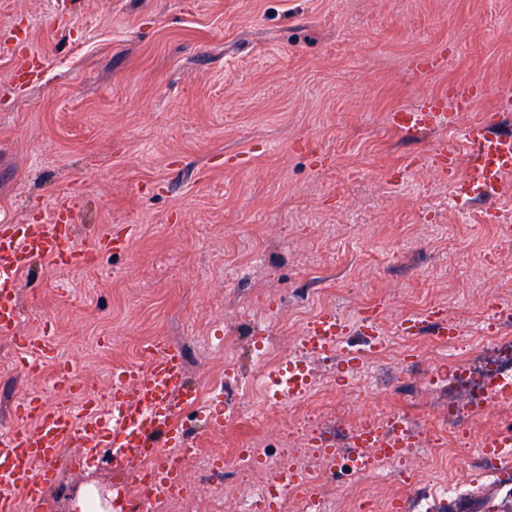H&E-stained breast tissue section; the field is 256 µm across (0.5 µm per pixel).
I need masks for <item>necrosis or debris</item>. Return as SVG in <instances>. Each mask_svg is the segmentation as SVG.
I'll return each instance as SVG.
<instances>
[{
  "instance_id": "obj_1",
  "label": "necrosis or debris",
  "mask_w": 512,
  "mask_h": 512,
  "mask_svg": "<svg viewBox=\"0 0 512 512\" xmlns=\"http://www.w3.org/2000/svg\"><path fill=\"white\" fill-rule=\"evenodd\" d=\"M483 310L490 320L487 343L463 350L460 357L432 367L419 380H403L393 373L382 359L380 336L369 329L353 339L338 336L335 343L321 351L314 350L305 337L297 336L285 353L280 352L269 331H258L251 343L260 368L259 381L243 386L237 413L225 415L224 423L229 426L236 418L259 416L271 408L285 415L314 392L318 381L335 386L336 367L343 360L346 344L354 340L364 346L366 356L346 369L351 396H360L367 387L389 392L399 389L409 395L417 385H425L431 404L447 417L456 434L455 441L448 444L449 459H463L471 471L483 476L512 478V419L490 412L491 406L504 401L505 390H512V301L490 293L483 298ZM360 428L373 430L383 444L390 436H397L408 452L438 444L428 428L407 415L394 413L382 420L364 417L355 426L340 419H314L301 434L307 447L300 451L288 449L283 439L274 438L258 448L236 449L228 459L202 454L197 448L191 449L188 457L201 459L203 480L210 484L216 505L221 502L225 476L235 473L245 512H264L267 503L285 495L296 503L298 512H334L326 488L339 478L361 484L365 494L362 512H374L372 479L381 459L355 447L354 436ZM492 441L498 443V450L489 449ZM258 461L270 469L271 475L254 481L250 474ZM289 473L297 475L298 482L294 490L286 492L282 481ZM404 479L411 488L405 499L406 512H432L434 504L444 502L451 503V512H465L457 505L461 489L454 476L414 470Z\"/></svg>"
}]
</instances>
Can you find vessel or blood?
<instances>
[{
	"mask_svg": "<svg viewBox=\"0 0 512 512\" xmlns=\"http://www.w3.org/2000/svg\"><path fill=\"white\" fill-rule=\"evenodd\" d=\"M443 56L414 58V75L426 79L444 68ZM477 84L457 83L436 93V100L448 101L461 111H473L485 97ZM447 121L445 113L425 116L411 113L409 119L391 114L392 129L414 137ZM494 114L463 130L464 150L437 146L433 162L447 173L458 198L473 197L474 181L497 186L503 173L512 170V132L494 126ZM130 239L100 236L92 250L74 242V227L53 221L47 224H4L0 226V335L16 340L27 355L28 368L38 371L54 363L51 339L20 335L21 313L16 282L29 260L40 257L58 267L92 262L98 250H125ZM433 323V334L447 340L455 328L447 318L429 312L426 318L407 316L401 322L405 334L420 332L425 323ZM338 324L334 316L319 318L310 333L311 345L322 347L334 341ZM146 362L116 369L108 402L111 415L98 411L99 401L81 393L71 367L61 366L54 388L59 393L55 405H46L39 396L26 398L17 407L29 418L27 426L0 433V512H16L18 502H26L29 512H44V492L57 478V462L67 447L84 449L88 454L105 455L114 469L126 472L122 494L133 493L139 506L165 498L180 490L184 483L182 458L178 449L189 442L176 421L183 409L197 402V390L184 373L180 351L155 340L146 346ZM81 395L80 406H73L72 395ZM155 461L150 473L140 472L139 464Z\"/></svg>",
	"mask_w": 512,
	"mask_h": 512,
	"instance_id": "obj_1",
	"label": "vessel or blood"
}]
</instances>
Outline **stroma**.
I'll list each match as a JSON object with an SVG mask.
<instances>
[{"label":"stroma","mask_w":512,"mask_h":512,"mask_svg":"<svg viewBox=\"0 0 512 512\" xmlns=\"http://www.w3.org/2000/svg\"><path fill=\"white\" fill-rule=\"evenodd\" d=\"M41 58L21 73L26 51ZM443 54L422 80L412 58ZM483 84L481 109L410 140L388 116L451 83ZM512 0H0V224H42L74 203L75 241L136 235L86 267L34 259L17 282L21 332L52 336L84 393L107 400L115 368L154 338L183 350L206 386L235 357L251 380L250 320L267 309L300 321L313 284L338 288L355 320L378 306L388 326L431 306L460 326L464 348L490 331L483 296L512 289V240L452 196L430 164L441 143L499 110L512 126ZM54 367L0 372V430L16 404L57 394ZM341 387L306 410L348 421L411 413L440 442L448 422L417 400L373 390L359 407ZM288 419L243 417L200 436L230 454ZM65 449L45 492L66 512L85 483L111 494V464L75 471ZM477 512H507L512 491L458 469Z\"/></svg>","instance_id":"35a3bbf8"}]
</instances>
